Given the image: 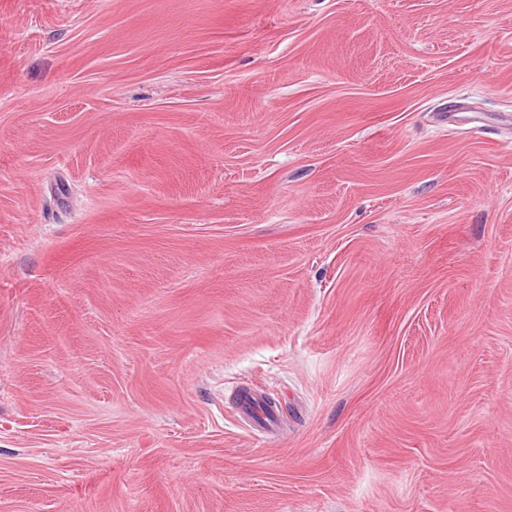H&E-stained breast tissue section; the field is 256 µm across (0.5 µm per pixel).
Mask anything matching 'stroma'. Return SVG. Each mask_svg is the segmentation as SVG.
Listing matches in <instances>:
<instances>
[{
  "label": "stroma",
  "instance_id": "35a3bbf8",
  "mask_svg": "<svg viewBox=\"0 0 512 512\" xmlns=\"http://www.w3.org/2000/svg\"><path fill=\"white\" fill-rule=\"evenodd\" d=\"M0 512H512V0H0ZM236 403L258 428L267 430L273 425L274 418L271 411L260 398L250 391L245 389L239 391Z\"/></svg>",
  "mask_w": 512,
  "mask_h": 512
}]
</instances>
